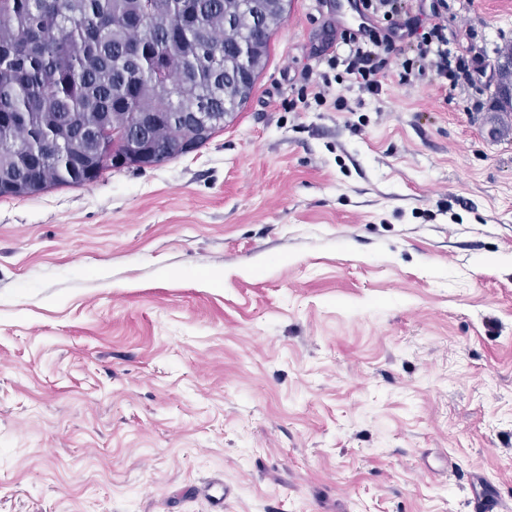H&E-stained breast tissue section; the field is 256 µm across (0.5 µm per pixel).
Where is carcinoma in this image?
I'll return each instance as SVG.
<instances>
[{
    "label": "carcinoma",
    "instance_id": "obj_1",
    "mask_svg": "<svg viewBox=\"0 0 512 512\" xmlns=\"http://www.w3.org/2000/svg\"><path fill=\"white\" fill-rule=\"evenodd\" d=\"M242 0H0V197L78 186L86 179L81 129L135 133L171 158L190 136L182 112H234L239 45L268 57L284 18L241 19ZM150 14V25L128 23ZM160 117L141 125L136 113Z\"/></svg>",
    "mask_w": 512,
    "mask_h": 512
}]
</instances>
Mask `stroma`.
<instances>
[{
	"label": "stroma",
	"instance_id": "35a3bbf8",
	"mask_svg": "<svg viewBox=\"0 0 512 512\" xmlns=\"http://www.w3.org/2000/svg\"><path fill=\"white\" fill-rule=\"evenodd\" d=\"M450 2L453 94L295 106L351 10L290 0L202 148L0 198V512H512V0ZM507 76L506 78L504 76ZM497 87L502 95L507 100L497 98V103L501 112H512V59L498 62L497 64Z\"/></svg>",
	"mask_w": 512,
	"mask_h": 512
}]
</instances>
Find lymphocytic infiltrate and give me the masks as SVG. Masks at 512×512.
<instances>
[{
  "label": "lymphocytic infiltrate",
  "instance_id": "obj_1",
  "mask_svg": "<svg viewBox=\"0 0 512 512\" xmlns=\"http://www.w3.org/2000/svg\"><path fill=\"white\" fill-rule=\"evenodd\" d=\"M406 0H354L363 22L357 32L336 30V46L346 50L345 59L325 55L328 66L344 61L345 73L367 94L382 91L390 59H397L404 81L433 72L448 80L450 87L470 81L472 73L467 57L452 55L448 44V0H430L427 22L411 25L401 18Z\"/></svg>",
  "mask_w": 512,
  "mask_h": 512
}]
</instances>
